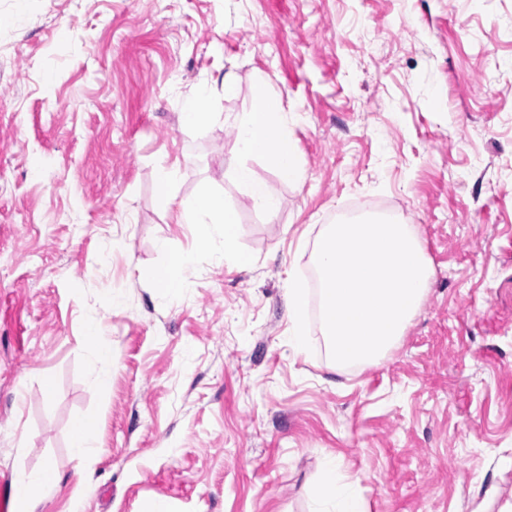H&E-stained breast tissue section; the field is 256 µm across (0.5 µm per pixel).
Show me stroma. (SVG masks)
Segmentation results:
<instances>
[{
  "label": "stroma",
  "mask_w": 512,
  "mask_h": 512,
  "mask_svg": "<svg viewBox=\"0 0 512 512\" xmlns=\"http://www.w3.org/2000/svg\"><path fill=\"white\" fill-rule=\"evenodd\" d=\"M260 80L306 173L249 158L273 214L231 177L229 119ZM203 85L210 123L181 125ZM163 161L177 198L235 209L249 267L174 223ZM364 215L414 226L433 276L385 359L337 370L309 257L326 225ZM163 240L192 257L179 297L142 277ZM83 416L100 421L89 464L70 450ZM511 457L512 0H0V482L52 464L40 512H315L334 458L366 512H472L482 483L498 512ZM288 319L290 321L289 335L294 341V346L299 353H304L307 348L305 337V322L308 307V297L305 288L298 283H291L286 297ZM101 326L96 321L85 325L83 341L91 347L95 357V383L99 388H106L112 381V349L100 343Z\"/></svg>",
  "instance_id": "obj_1"
}]
</instances>
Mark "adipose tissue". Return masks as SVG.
Masks as SVG:
<instances>
[{"label":"adipose tissue","mask_w":512,"mask_h":512,"mask_svg":"<svg viewBox=\"0 0 512 512\" xmlns=\"http://www.w3.org/2000/svg\"><path fill=\"white\" fill-rule=\"evenodd\" d=\"M232 124L236 130V148L241 157L232 171V178L243 187L258 211L271 214L280 201L274 188L260 179L248 163L249 157H264L288 181H300L305 171L299 164L291 131V120L267 95L264 87H257L250 111L235 115ZM179 177L174 164H161L156 169V191L165 206L175 208L180 224H202L207 232L205 244L234 255L236 262L247 264L244 254L235 253L237 215L223 196L201 192L196 196L177 199L172 188ZM167 251V262L147 272V279L158 288L180 292L187 288L185 272L191 264L188 254L170 251L167 242H160ZM59 483L56 470L49 465L23 473L14 481L17 512H38L41 504ZM317 512H363L360 500L343 476L336 461H326L322 468Z\"/></svg>","instance_id":"ef3b65f1"}]
</instances>
